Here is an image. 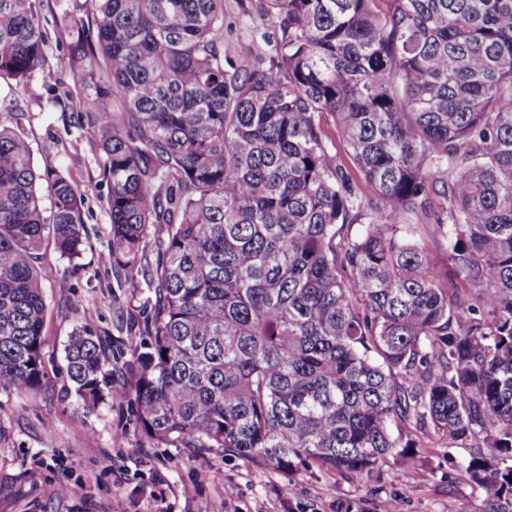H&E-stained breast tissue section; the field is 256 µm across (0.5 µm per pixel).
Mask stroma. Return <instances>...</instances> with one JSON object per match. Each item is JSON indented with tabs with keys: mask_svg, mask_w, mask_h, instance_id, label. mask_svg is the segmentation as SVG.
<instances>
[{
	"mask_svg": "<svg viewBox=\"0 0 512 512\" xmlns=\"http://www.w3.org/2000/svg\"><path fill=\"white\" fill-rule=\"evenodd\" d=\"M46 36L42 71L27 83L0 77V113L22 112L37 170H64L85 195L86 243L69 261L45 246L38 261L45 300L47 377L35 392L0 389V512H110L121 496L127 512H336V501H363L367 512H484L485 493L462 468L465 448H429L421 459L383 466L379 481H349L315 468L286 475L222 449L156 447L120 404L86 410L67 386L64 348L79 328L103 341L142 335L147 290L119 288L110 264V180L98 138L80 106L67 59L70 21L60 0H42ZM224 50L256 49L268 19L231 0Z\"/></svg>",
	"mask_w": 512,
	"mask_h": 512,
	"instance_id": "1",
	"label": "stroma"
}]
</instances>
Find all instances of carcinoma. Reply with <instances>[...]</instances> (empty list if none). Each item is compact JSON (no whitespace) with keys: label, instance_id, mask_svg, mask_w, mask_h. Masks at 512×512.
<instances>
[{"label":"carcinoma","instance_id":"cac0c4a2","mask_svg":"<svg viewBox=\"0 0 512 512\" xmlns=\"http://www.w3.org/2000/svg\"><path fill=\"white\" fill-rule=\"evenodd\" d=\"M256 11L272 30L234 61L226 0H65L109 260L153 294L128 353L70 338L71 387L89 408L109 392L158 446L288 475L377 480L469 448L484 512H512V0ZM45 45L35 0H0V75L29 80ZM23 119L0 120V388L33 392L36 259L48 239L81 254L84 198L37 174Z\"/></svg>","mask_w":512,"mask_h":512}]
</instances>
